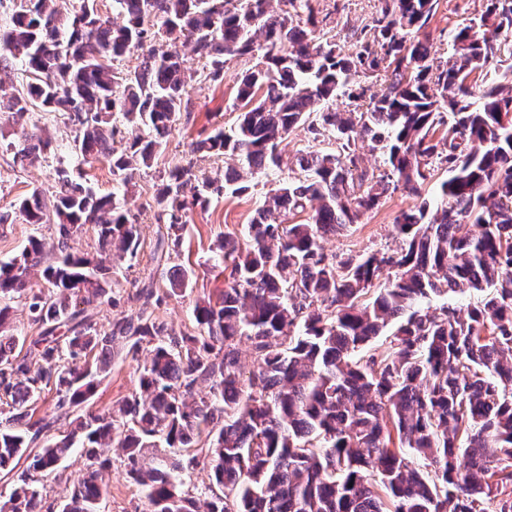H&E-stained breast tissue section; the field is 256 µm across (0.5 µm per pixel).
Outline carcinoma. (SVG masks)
<instances>
[{"instance_id": "carcinoma-1", "label": "carcinoma", "mask_w": 512, "mask_h": 512, "mask_svg": "<svg viewBox=\"0 0 512 512\" xmlns=\"http://www.w3.org/2000/svg\"><path fill=\"white\" fill-rule=\"evenodd\" d=\"M310 2L112 0L125 16L117 25L100 0H76L66 13L57 0H26L0 28V73L19 62L29 75L10 94L0 78V112L63 113L76 131L72 151L107 159L126 189L166 148L191 83L219 82L228 61L244 62L237 128L192 143V153L234 165L210 177L189 162L162 176L153 200L162 254L179 251L194 208L243 195L286 163L300 170L266 193L243 236L213 250L224 289L196 300L192 334L145 308L103 330L94 322L141 246L120 195L60 166L51 194L35 188L14 204L25 223L55 225L56 241L32 237L0 261V470L26 463L0 512H99L110 467L99 449L110 446L146 512H512V84L472 79L512 60V0H485L478 24L453 34V53L437 66L419 34L438 0H378L354 53L318 26ZM177 43L201 69L184 67ZM134 52L137 68L115 65ZM373 77L385 90L367 99L361 79ZM338 97L348 108L336 110ZM299 124L310 140L286 162L279 145ZM327 140L336 150L320 148ZM51 147L33 136L11 146L13 163L24 168ZM365 147L378 166L359 164ZM439 168L448 173L439 201L402 212L396 248L340 260L324 252L325 237L389 190L421 196ZM88 224L93 253L75 247ZM34 270L47 289L29 286ZM194 278L175 266L167 288L177 295ZM466 291L483 299L448 301ZM17 299L40 329L34 365L16 354ZM381 336L383 351L373 346ZM117 344L134 354L151 346L139 392L107 413L75 414ZM49 384L56 413L35 420ZM196 447L210 466L204 511L180 479L197 464ZM75 449L83 479L48 500L38 475Z\"/></svg>"}]
</instances>
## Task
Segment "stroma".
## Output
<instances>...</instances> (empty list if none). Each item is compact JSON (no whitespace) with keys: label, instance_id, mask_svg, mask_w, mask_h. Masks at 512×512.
<instances>
[{"label":"stroma","instance_id":"1","mask_svg":"<svg viewBox=\"0 0 512 512\" xmlns=\"http://www.w3.org/2000/svg\"><path fill=\"white\" fill-rule=\"evenodd\" d=\"M377 5V0L312 2L317 17H329L337 41L349 51L355 48L356 32L369 21ZM483 9V0H439L436 12L426 29L432 55L436 60L443 61L450 57L452 34L477 20ZM243 69V62L231 60L224 68L221 82L193 83L188 92L189 114L178 121L165 150L157 156L153 168L148 172L135 174V187L128 198V206L132 213L139 216L143 248L138 261L123 268L120 273V286L115 290L114 304L94 310V320L98 327H107L111 320L138 312L142 305L138 292L143 284L149 283L154 289L151 309L155 316L175 332H194L192 307L196 299L223 288L224 279L210 271L199 275L192 291L172 296L166 288L168 271L176 265L194 267L204 262L218 239L224 234L238 231L241 225L249 222L260 199L269 189L276 187L278 182L294 179V172L285 168L259 179L248 194L211 201L205 210L193 212L186 226L180 253L159 261L154 260L158 224L153 209V196L159 177L177 162L189 159L202 172H223V157L192 156L190 144L209 135L216 126L221 125L228 130L236 128L240 114L239 108L235 106L236 86ZM45 128L54 131L56 135V151L46 155L35 165L23 169L14 166L11 153L3 149L4 144L24 141L25 137L39 134ZM73 137L72 127L65 124L63 117L56 112H44L36 108L19 121L9 114H0V212L11 216L9 223L0 224V259L18 253L32 237L40 238L48 244L53 242L56 236L54 225L28 224L12 217L11 212L17 199L27 195L33 188L50 189L58 163L69 165L74 172L94 182L103 193H111L115 188L116 180L106 160L89 164L78 162L71 151ZM446 177L445 171L436 170L433 178L424 184L422 194L418 197L408 195L401 189L389 192L380 205L366 212L357 224L329 236L323 243L325 253L342 258L396 247L394 224L397 217L402 211L418 205L420 199H433L439 183ZM137 389V363L123 346H116L111 370L100 382L88 407L96 412L106 411ZM105 455L111 459L112 466L104 474L107 492L100 504V512H143L145 500L140 488L127 480L123 456L112 448L106 449Z\"/></svg>","mask_w":512,"mask_h":512}]
</instances>
